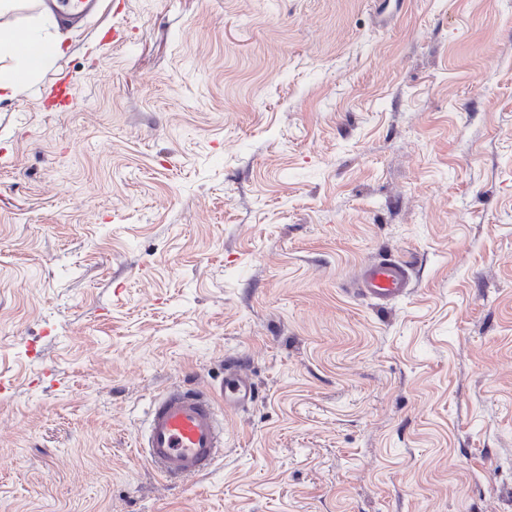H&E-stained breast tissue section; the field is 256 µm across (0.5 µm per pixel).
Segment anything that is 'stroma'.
I'll use <instances>...</instances> for the list:
<instances>
[{"label":"stroma","mask_w":512,"mask_h":512,"mask_svg":"<svg viewBox=\"0 0 512 512\" xmlns=\"http://www.w3.org/2000/svg\"><path fill=\"white\" fill-rule=\"evenodd\" d=\"M0 101V512H512V0H106ZM412 268L389 302L354 281ZM179 487L150 400L220 383ZM224 381L205 388L172 384L151 402L148 425L136 451L170 483L209 474L224 455V412L257 396L251 377L236 361Z\"/></svg>","instance_id":"stroma-1"}]
</instances>
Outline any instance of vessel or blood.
<instances>
[{
	"mask_svg": "<svg viewBox=\"0 0 512 512\" xmlns=\"http://www.w3.org/2000/svg\"><path fill=\"white\" fill-rule=\"evenodd\" d=\"M99 0H46L63 20L77 24ZM410 268L385 260L365 267L362 293L389 301L406 293ZM257 396L251 377L229 362L223 382L205 388L173 384L151 402L147 428L136 451L170 483L209 474L224 454V413L243 408Z\"/></svg>",
	"mask_w": 512,
	"mask_h": 512,
	"instance_id": "vessel-or-blood-1",
	"label": "vessel or blood"
}]
</instances>
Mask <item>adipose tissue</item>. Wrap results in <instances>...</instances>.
I'll return each mask as SVG.
<instances>
[{"mask_svg":"<svg viewBox=\"0 0 512 512\" xmlns=\"http://www.w3.org/2000/svg\"><path fill=\"white\" fill-rule=\"evenodd\" d=\"M53 26L48 15L23 29L0 25V99L13 96L63 55V43L53 34Z\"/></svg>","mask_w":512,"mask_h":512,"instance_id":"adipose-tissue-1","label":"adipose tissue"}]
</instances>
